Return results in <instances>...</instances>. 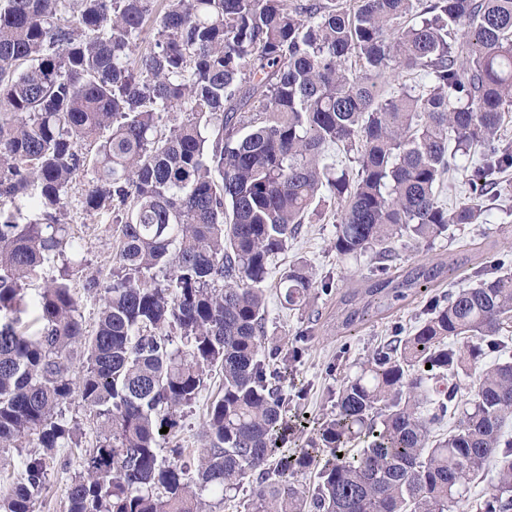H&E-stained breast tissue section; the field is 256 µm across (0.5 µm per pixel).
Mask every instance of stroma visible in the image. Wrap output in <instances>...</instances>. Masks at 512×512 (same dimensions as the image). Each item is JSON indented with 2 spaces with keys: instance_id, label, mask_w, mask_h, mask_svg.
<instances>
[{
  "instance_id": "35a3bbf8",
  "label": "stroma",
  "mask_w": 512,
  "mask_h": 512,
  "mask_svg": "<svg viewBox=\"0 0 512 512\" xmlns=\"http://www.w3.org/2000/svg\"><path fill=\"white\" fill-rule=\"evenodd\" d=\"M111 212L104 211L88 217L78 205H70L66 220L79 246L80 254L72 263L54 258L42 272L43 281L58 278L67 272L68 282L79 303V311L86 327H93L100 306L98 295L87 292L86 280H109L115 268V225ZM339 209L336 204L326 203L310 214L300 225L294 240L284 254L279 255L275 268L283 270L289 264L306 262L316 279L334 280L336 289L319 294L314 304L306 309L281 308L275 286H268V329L285 338H293L300 331H308L305 350L299 361L292 364L283 380L288 392L289 416H310L318 419L332 409L331 394L342 379L354 374L356 366L369 352L386 344L393 337L395 328L411 330L422 315L424 302L416 298L372 318L354 331L352 336L337 334L336 301L339 291L358 287L369 272L367 258L340 261L332 247L336 235ZM512 238V201L507 206L491 212L486 223L465 224L454 227L444 237L434 242L405 251V259L416 261L437 260L460 251L482 253L493 246H501ZM219 375H211L207 386L195 402L186 407L176 429L178 441L187 459H194L200 445L203 421L210 403L218 394ZM60 464L49 472L46 492L38 501L35 512H66L68 489L73 478L81 472L78 449L66 448L60 454Z\"/></svg>"
}]
</instances>
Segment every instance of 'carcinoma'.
Masks as SVG:
<instances>
[{"mask_svg":"<svg viewBox=\"0 0 512 512\" xmlns=\"http://www.w3.org/2000/svg\"><path fill=\"white\" fill-rule=\"evenodd\" d=\"M393 70L413 83L386 94ZM511 114L512 0H0V200L38 210L0 208V447L40 448L0 512H34L58 449L81 448L74 402L98 431L68 512H220L246 485L249 512H454L490 461L494 490L473 508L512 512V250L387 272L397 243L484 224L485 202L509 195ZM467 170L450 208L446 177ZM81 174L82 210L118 224V271L84 285L102 301L90 331L66 274L27 293L79 254L63 217ZM325 193L341 204L336 256L374 263L340 295L336 331L429 298L288 451L279 364L307 333L268 342L265 288ZM463 269L474 285L433 292ZM276 288L299 310L329 283L292 265ZM215 368L196 465L177 445L160 458V430ZM456 376L465 400L437 385Z\"/></svg>","mask_w":512,"mask_h":512,"instance_id":"cac0c4a2","label":"carcinoma"}]
</instances>
